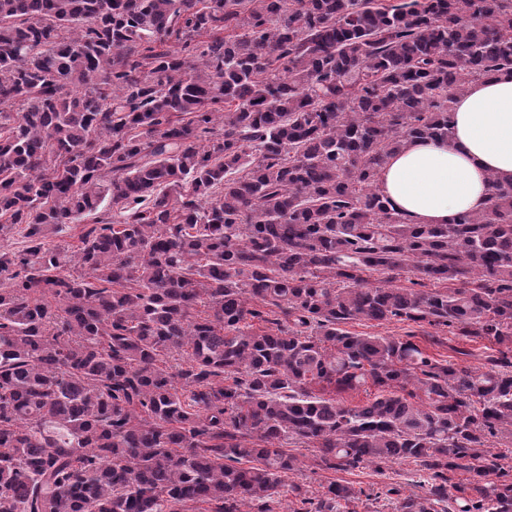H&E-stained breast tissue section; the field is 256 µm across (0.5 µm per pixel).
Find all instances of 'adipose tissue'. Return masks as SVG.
<instances>
[{
    "mask_svg": "<svg viewBox=\"0 0 512 512\" xmlns=\"http://www.w3.org/2000/svg\"><path fill=\"white\" fill-rule=\"evenodd\" d=\"M512 181V72L473 83L453 106L452 134L390 157L377 186L410 224H445L483 207L490 179Z\"/></svg>",
    "mask_w": 512,
    "mask_h": 512,
    "instance_id": "adipose-tissue-1",
    "label": "adipose tissue"
}]
</instances>
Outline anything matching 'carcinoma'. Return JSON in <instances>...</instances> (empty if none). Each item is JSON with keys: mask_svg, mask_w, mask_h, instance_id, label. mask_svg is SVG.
Returning a JSON list of instances; mask_svg holds the SVG:
<instances>
[{"mask_svg": "<svg viewBox=\"0 0 512 512\" xmlns=\"http://www.w3.org/2000/svg\"><path fill=\"white\" fill-rule=\"evenodd\" d=\"M504 70L512 0H0V512H274L290 441L420 461L397 512H512V183L446 224L377 186ZM393 319L501 349L343 328ZM349 332L368 335V336H393L405 337L408 331L413 330L417 336L412 340L424 348L428 354L435 358L448 359L471 368L483 370L488 355H497L496 350L501 346L487 340L482 343H467L459 336H449L448 332L439 333L441 343L434 344L430 336H426L422 329L417 325L406 322L392 320L379 323L377 321H354L343 326ZM454 348H464L473 353V356H463L454 351Z\"/></svg>", "mask_w": 512, "mask_h": 512, "instance_id": "1", "label": "carcinoma"}]
</instances>
